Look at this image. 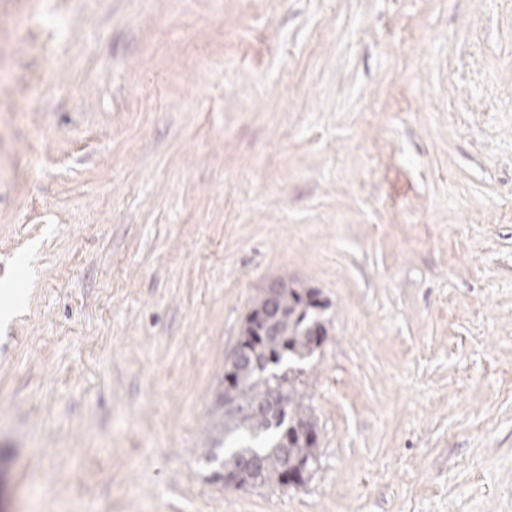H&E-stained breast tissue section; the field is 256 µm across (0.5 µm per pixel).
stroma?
I'll use <instances>...</instances> for the list:
<instances>
[{"label": "stroma", "instance_id": "1", "mask_svg": "<svg viewBox=\"0 0 512 512\" xmlns=\"http://www.w3.org/2000/svg\"><path fill=\"white\" fill-rule=\"evenodd\" d=\"M284 278L318 463L228 489ZM7 284L0 512H512V0H0Z\"/></svg>", "mask_w": 512, "mask_h": 512}]
</instances>
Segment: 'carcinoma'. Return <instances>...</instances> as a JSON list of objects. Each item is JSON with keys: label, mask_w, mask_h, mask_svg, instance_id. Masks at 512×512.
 <instances>
[{"label": "carcinoma", "mask_w": 512, "mask_h": 512, "mask_svg": "<svg viewBox=\"0 0 512 512\" xmlns=\"http://www.w3.org/2000/svg\"><path fill=\"white\" fill-rule=\"evenodd\" d=\"M280 313L257 321L265 309L266 289L252 299L242 324L239 345L247 353L230 356L224 372L232 381L217 395L216 417L206 442L207 460L219 459L224 446V475L249 488L305 483L317 459V425L304 403V381L292 363L319 347L316 333L327 335L321 292L296 280H278ZM299 466L285 472L283 459Z\"/></svg>", "instance_id": "1"}]
</instances>
